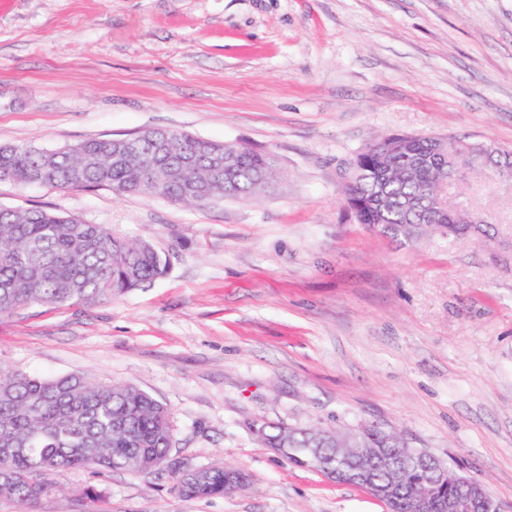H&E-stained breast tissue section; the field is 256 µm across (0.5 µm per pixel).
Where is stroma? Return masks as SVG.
<instances>
[{
  "instance_id": "35a3bbf8",
  "label": "stroma",
  "mask_w": 512,
  "mask_h": 512,
  "mask_svg": "<svg viewBox=\"0 0 512 512\" xmlns=\"http://www.w3.org/2000/svg\"><path fill=\"white\" fill-rule=\"evenodd\" d=\"M152 128L272 152L274 189L188 206L0 181L150 242L165 275L96 305L0 316V368L130 383L171 412L187 465L247 488L185 500L168 475L62 470L34 512H387L264 447L268 422L391 427L512 508V179L450 206L489 232L397 241L343 199L375 137L512 149V0H0V147Z\"/></svg>"
}]
</instances>
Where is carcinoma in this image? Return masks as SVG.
I'll return each mask as SVG.
<instances>
[{
    "mask_svg": "<svg viewBox=\"0 0 512 512\" xmlns=\"http://www.w3.org/2000/svg\"><path fill=\"white\" fill-rule=\"evenodd\" d=\"M173 151L171 164L178 167L173 185L160 192L172 198L195 186L222 199L224 179L207 169L208 162L193 167L180 165L183 151L195 146L219 148L190 136L168 132ZM432 137H415L403 151L386 156L368 150L357 154L361 166L352 172L343 192L355 193L361 203L357 219L375 223L387 236L417 241L436 232L463 238L480 231L466 228L450 211L428 215L425 198L437 180L436 160L413 166L406 157L429 151ZM275 160L268 152L247 149L240 154L237 198L249 200L264 187L253 173L273 172ZM19 184L38 178L61 188L116 189L118 193H145L149 172L136 160H112V140L89 139L64 152L47 153L32 146L0 147V175ZM167 258L148 242H130L99 224H84L69 216L41 208L0 212V315L33 304H96L153 282L166 272ZM262 442L299 466H310L340 484L334 477L339 465L336 446L341 435L317 436L307 428L266 424L258 429ZM363 447L378 448L389 461L401 457L402 445L391 432L366 426ZM173 425L167 407L130 384H102L87 374L56 378L0 371V501L17 504L20 512L53 490L51 476L61 469H92L108 472H167L175 493L187 500L222 496L224 479L234 473L247 482L248 474L230 465H188L172 455ZM432 459L419 465H402L398 495L388 502L392 512H411L410 499L422 478L432 480V497L447 491L431 471ZM347 469L363 470L374 483L387 479L385 468L353 459Z\"/></svg>",
    "mask_w": 512,
    "mask_h": 512,
    "instance_id": "obj_1",
    "label": "carcinoma"
}]
</instances>
